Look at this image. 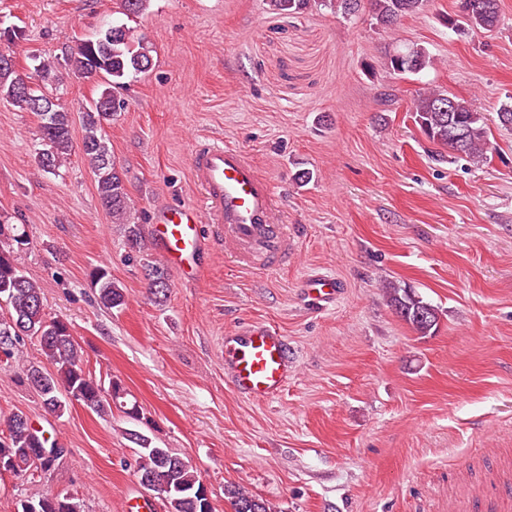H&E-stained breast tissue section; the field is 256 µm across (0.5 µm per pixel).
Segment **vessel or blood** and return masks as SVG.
<instances>
[{
	"mask_svg": "<svg viewBox=\"0 0 512 512\" xmlns=\"http://www.w3.org/2000/svg\"><path fill=\"white\" fill-rule=\"evenodd\" d=\"M199 202L167 205L156 213L150 237L156 254L188 280L204 281L211 239L218 236L247 270L274 269L288 259L291 235L276 218L269 181L242 148L199 143L191 157ZM303 286L312 302H333L336 277L314 275ZM295 374L287 336L264 322H252L224 337V375L234 391L249 400L277 397Z\"/></svg>",
	"mask_w": 512,
	"mask_h": 512,
	"instance_id": "b4317fda",
	"label": "vessel or blood"
}]
</instances>
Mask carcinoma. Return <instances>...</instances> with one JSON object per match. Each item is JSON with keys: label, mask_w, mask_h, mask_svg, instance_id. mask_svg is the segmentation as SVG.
<instances>
[{"label": "carcinoma", "mask_w": 512, "mask_h": 512, "mask_svg": "<svg viewBox=\"0 0 512 512\" xmlns=\"http://www.w3.org/2000/svg\"><path fill=\"white\" fill-rule=\"evenodd\" d=\"M121 14L137 16L149 7L150 0H118ZM371 19L375 25L388 28L400 19L418 13L425 0H369ZM467 10L448 16V26L466 28L474 33L492 31L500 21L499 0H466ZM269 6L278 15L297 17L312 11L328 10L345 17L358 15L362 0H269ZM73 72L87 68L99 69L104 77L98 97H107L112 108L123 106L114 95V89L125 84V79L145 73L152 66L150 48L145 37L137 35L127 24L114 21L98 34L81 38L69 47L59 62L43 59L29 75L30 84L24 94L16 92L17 72L12 66L0 65V98L26 112L34 111L32 103L43 102L48 95L39 80L52 75L61 65ZM434 58L423 46L397 47L387 57L389 74L416 75L432 67ZM412 112L415 123L431 142L464 155L476 162L487 158L489 137L487 118L477 112L465 99L445 90L429 88L414 99ZM42 149L38 152V166L45 173L54 174L71 156L74 141L71 113L62 104L52 112H38ZM99 112L82 113L80 151L95 177L102 208L112 216V223L125 225L127 240L134 248H141V236L136 225L130 223V198L124 174L119 170L103 135L102 122L110 121ZM30 245L23 224H12L0 216V305L8 309V316L0 318V364L13 366L20 358L26 341L34 340L42 358L51 365L46 368L30 362L22 367V379L42 399L44 408L62 415L69 404L77 402L100 416L112 413L117 407L126 417L140 419V406L126 400L127 392L117 381L109 386L92 378L84 368L82 350L68 322L48 316L41 288L33 278L20 269L16 255ZM149 287L159 299L166 298L170 284L164 267L145 265ZM91 287L99 303L112 309L125 302L124 286L112 278L104 267H95L89 273ZM388 303L396 314L421 336L437 329L438 307L425 301L414 290L394 282L384 285ZM129 440L138 446L134 460V475L146 480L145 489L161 495L167 512H213L210 499L204 493L203 480L190 460L172 448H162L138 431L127 432ZM63 453L55 439L41 441L35 436L31 418L20 412L13 414L8 433L0 436V462L6 471L24 476L34 457L43 459L44 472L54 469ZM235 512H274L270 504L249 491L235 487L228 490ZM17 512H85L83 500L68 493L47 490L34 497L19 500Z\"/></svg>", "instance_id": "cac0c4a2"}]
</instances>
